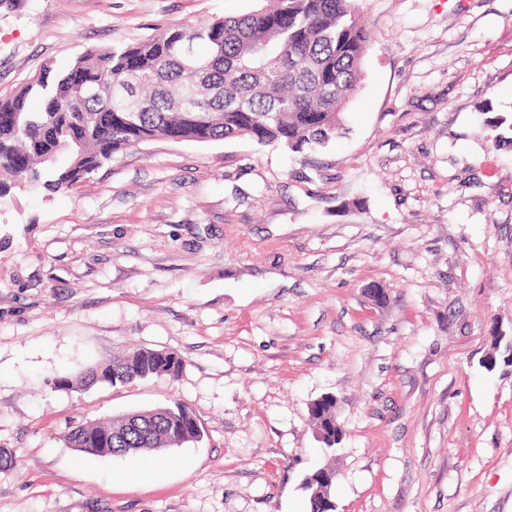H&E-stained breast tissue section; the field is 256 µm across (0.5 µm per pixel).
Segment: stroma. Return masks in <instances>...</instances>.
<instances>
[{
  "label": "stroma",
  "instance_id": "obj_1",
  "mask_svg": "<svg viewBox=\"0 0 512 512\" xmlns=\"http://www.w3.org/2000/svg\"><path fill=\"white\" fill-rule=\"evenodd\" d=\"M252 0H0V98L48 61ZM372 33L325 151L153 140L68 192L0 197V512H512V0H359ZM386 294L375 305L369 289ZM132 347L179 376L55 388ZM338 400L343 439L309 405ZM182 403L161 479L74 426ZM309 412L323 443L328 448L334 447L336 441L333 442L330 437L336 425V397L330 394L324 395L311 404ZM324 470H330L336 475V472L329 467H320L313 474L307 477L303 484L304 489L309 492L311 512H324L317 509V505H319V503L328 504L330 509L325 512L336 511V506L331 500V491L336 479L331 484L322 480L318 475ZM310 479L315 480V483L311 484Z\"/></svg>",
  "mask_w": 512,
  "mask_h": 512
}]
</instances>
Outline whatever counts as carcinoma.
Here are the masks:
<instances>
[{
    "mask_svg": "<svg viewBox=\"0 0 512 512\" xmlns=\"http://www.w3.org/2000/svg\"><path fill=\"white\" fill-rule=\"evenodd\" d=\"M371 31L358 0H257L247 12L181 24L134 44L89 49L66 68L45 63L12 96L0 98V195L12 188L63 192L112 157L155 139L207 143L249 139L291 152H317L345 131L343 114L362 88ZM495 145L512 144V113L485 119ZM65 154L69 164L56 166ZM175 352L137 348L90 370V385L176 377ZM332 448L336 397L309 408ZM202 435L195 414L175 403L78 425L76 451L102 456L162 452L175 431ZM333 485L304 481L311 512L329 506Z\"/></svg>",
    "mask_w": 512,
    "mask_h": 512,
    "instance_id": "cac0c4a2",
    "label": "carcinoma"
}]
</instances>
